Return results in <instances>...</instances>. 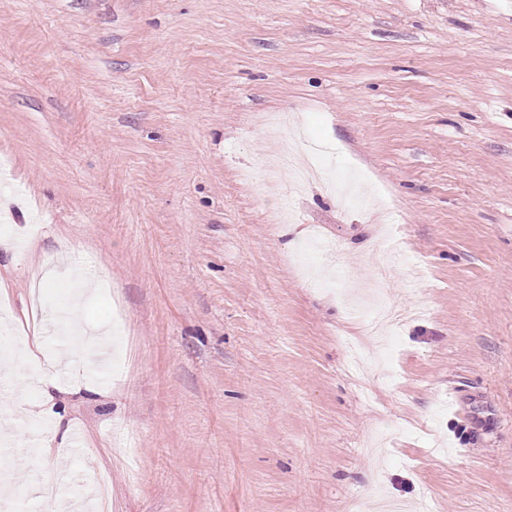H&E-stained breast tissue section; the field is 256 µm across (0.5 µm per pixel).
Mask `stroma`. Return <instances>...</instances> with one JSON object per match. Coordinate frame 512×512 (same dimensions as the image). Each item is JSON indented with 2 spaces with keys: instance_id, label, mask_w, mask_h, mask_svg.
Instances as JSON below:
<instances>
[{
  "instance_id": "35a3bbf8",
  "label": "stroma",
  "mask_w": 512,
  "mask_h": 512,
  "mask_svg": "<svg viewBox=\"0 0 512 512\" xmlns=\"http://www.w3.org/2000/svg\"><path fill=\"white\" fill-rule=\"evenodd\" d=\"M283 111L365 206L263 168ZM0 157V512H512V0H0Z\"/></svg>"
}]
</instances>
